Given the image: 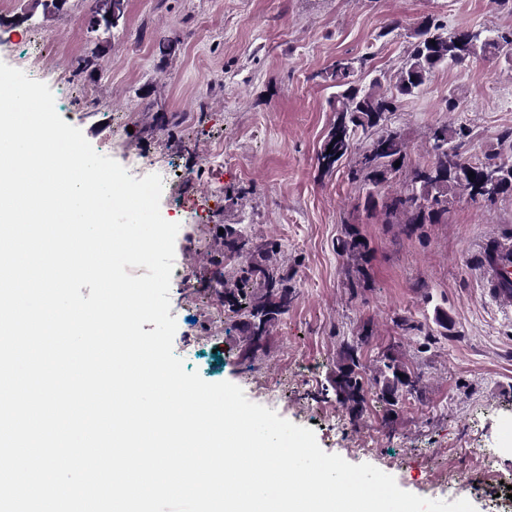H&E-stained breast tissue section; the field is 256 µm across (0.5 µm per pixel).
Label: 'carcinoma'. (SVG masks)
<instances>
[{
    "label": "carcinoma",
    "instance_id": "cac0c4a2",
    "mask_svg": "<svg viewBox=\"0 0 512 512\" xmlns=\"http://www.w3.org/2000/svg\"><path fill=\"white\" fill-rule=\"evenodd\" d=\"M67 0H33L26 12L31 18L36 10L43 16L64 10ZM125 0H92L89 16L110 17L121 21L125 16ZM500 31L484 35L467 28L445 30L434 16H424L409 34L404 66L397 72L390 90L382 89L381 79L367 83L356 79L364 60L338 58L325 71L336 93L331 100L335 122L317 155L319 166L332 171L349 156L362 137L370 138L361 155L358 168L350 171L352 179L364 178L374 188L390 179L397 170L395 162H405L408 145L401 133L388 128L390 114L400 99L414 95L436 71L448 65H463L477 58H498L502 49ZM435 44H430V41ZM469 129L460 125L433 127L427 134L431 161L413 171L401 189L387 197L384 207L405 217L407 224H438L448 214V205L456 199L493 201L512 196V158L501 159L492 153L484 161H476L461 152ZM496 174L492 194L482 191L485 172ZM475 173L470 178L468 174ZM219 252L213 257L214 280L221 286L224 305L240 317L244 353L257 350L272 328L288 314L295 298L288 285V271L274 259L276 245L254 240L244 230L224 226L219 236ZM364 244L359 232L350 226L342 243L343 252L356 260L362 256ZM420 379L406 372L404 365L391 353L383 355L376 368L373 383L365 381L363 366L354 347L347 346L336 362L331 387L336 401L352 415L363 413L367 386L378 389L380 398L396 403L399 398L419 391Z\"/></svg>",
    "mask_w": 512,
    "mask_h": 512
}]
</instances>
